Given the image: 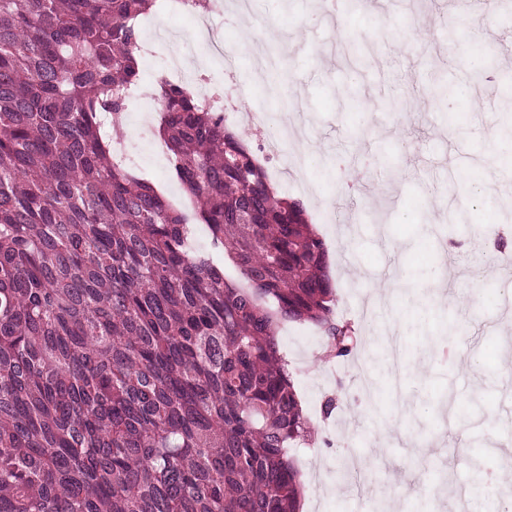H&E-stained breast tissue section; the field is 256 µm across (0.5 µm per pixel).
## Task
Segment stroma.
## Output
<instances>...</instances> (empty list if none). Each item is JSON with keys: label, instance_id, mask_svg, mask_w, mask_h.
I'll use <instances>...</instances> for the list:
<instances>
[{"label": "stroma", "instance_id": "35a3bbf8", "mask_svg": "<svg viewBox=\"0 0 512 512\" xmlns=\"http://www.w3.org/2000/svg\"><path fill=\"white\" fill-rule=\"evenodd\" d=\"M462 22L481 26L482 35L444 45L445 27ZM250 24L277 35L279 81L302 104L295 119L317 148L312 175L329 208L338 214L355 208L346 229L325 223L316 202L301 199L329 248L335 314L359 328L364 346L328 363L318 345L305 343L302 326L284 325L278 336L317 429L314 444L290 451L303 479L313 482L308 512H374L380 499L389 512H458L451 494L433 499L427 487L471 481L475 453L501 468L502 452L512 444V360L500 344L512 324V283L470 313L480 287L469 268L498 247L468 225L446 222L471 187L512 170V157L496 149L498 119L512 102V13L492 0H471L465 12L458 0H363L339 20L324 0H254ZM213 29L238 60V78L225 80V94L237 95L238 83H249V111H275L272 85L252 79L253 45L241 27L220 15ZM492 55L497 64L469 104L449 110L432 98L433 79L460 86L473 61ZM353 85L372 96L366 137L345 118L360 109L343 96ZM140 111L129 104L123 131L135 147L131 166L180 197L168 160L155 158L161 141L140 127ZM338 156L352 158L348 176L365 188L354 199L337 191L332 160ZM369 209L381 223L367 219ZM438 272L447 276V303L419 308L399 291L362 315L374 281L403 274L415 284ZM335 390L342 406L322 420V399ZM351 455L371 466L342 491L341 462Z\"/></svg>", "mask_w": 512, "mask_h": 512}]
</instances>
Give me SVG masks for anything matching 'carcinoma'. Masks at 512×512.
<instances>
[{
    "label": "carcinoma",
    "mask_w": 512,
    "mask_h": 512,
    "mask_svg": "<svg viewBox=\"0 0 512 512\" xmlns=\"http://www.w3.org/2000/svg\"><path fill=\"white\" fill-rule=\"evenodd\" d=\"M166 4L0 0V512H298L288 448L315 429L278 331L319 327L325 361L360 344L223 112L159 85L190 211L112 155Z\"/></svg>",
    "instance_id": "carcinoma-1"
}]
</instances>
